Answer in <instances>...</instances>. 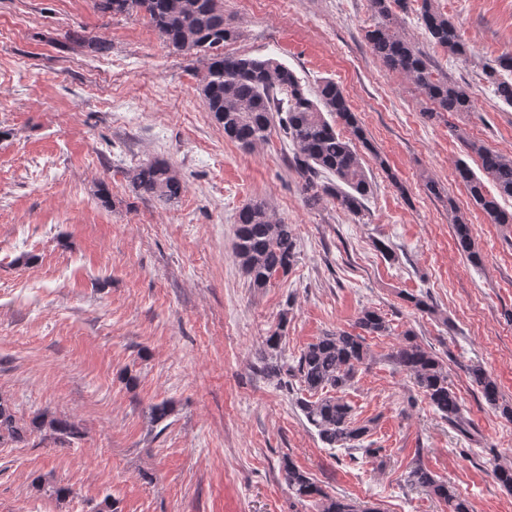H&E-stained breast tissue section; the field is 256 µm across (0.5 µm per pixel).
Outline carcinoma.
Masks as SVG:
<instances>
[{
	"mask_svg": "<svg viewBox=\"0 0 512 512\" xmlns=\"http://www.w3.org/2000/svg\"><path fill=\"white\" fill-rule=\"evenodd\" d=\"M398 3L400 0H369L371 11L379 18L365 32L372 54L387 69L403 74L432 104L423 112L427 120L439 119L447 112L472 111L468 89L448 80L446 75L435 76L428 60L400 30L393 12V5ZM94 6L104 15L142 13L167 47L199 55L203 62L199 90L224 137L243 149H251L267 140L272 127L279 126L293 144L292 164L303 179L306 201L313 206L332 202L353 217L363 219L371 182L357 144L369 150L371 143L339 85L325 80L314 96L293 70L275 59L225 55L224 43L235 36V31L226 27L223 0H94ZM419 20L430 40L448 56L468 59V46L456 25L434 7L433 0H421ZM505 72H512L511 54L501 56L496 66L485 71V76L495 96L512 106V79L504 77ZM338 123L348 135L336 130ZM462 143L469 153L478 157L483 174L497 192L512 197V155L501 154L468 138L462 139ZM324 172L334 180L320 181ZM125 178L137 194L165 205L178 202L185 190L176 168L165 159L156 158L132 167L125 171ZM456 178L466 188L470 200L493 223L512 224V214L499 208L488 195L483 180L467 163L458 164ZM452 229L458 250L471 263H480L481 255L474 248L465 218L453 215ZM296 248L292 225L277 218L265 202L253 201L239 211L234 257L251 287L264 288L276 276L287 274L296 260ZM407 301L422 313L438 314L437 307L426 296L410 294ZM287 327L288 309L285 308L276 330L265 340L263 369L271 375L286 372L298 378L304 390L315 396L313 400L298 398L296 405L324 447L362 449L377 457L380 449L363 448L364 439L371 431L369 424L356 421L343 393L369 359L366 337L388 334L389 321L379 311L365 308L355 321L359 332H329L308 344L293 365L279 358ZM390 360L410 375L442 418L460 432H468L459 397L448 384L444 363L436 353L417 342L412 331H405ZM467 375L484 401L501 409L512 420V406L502 402L496 378L480 364L468 366ZM35 432L62 445L80 440L84 434L80 424L45 411L26 423L16 415L9 400L0 396V446L24 443ZM282 470L295 495L317 500L319 512H380L375 506L328 495L289 458L283 460ZM408 480L448 505L449 512H473L470 502L454 486L435 478L420 464L409 472Z\"/></svg>",
	"mask_w": 512,
	"mask_h": 512,
	"instance_id": "1",
	"label": "carcinoma"
}]
</instances>
